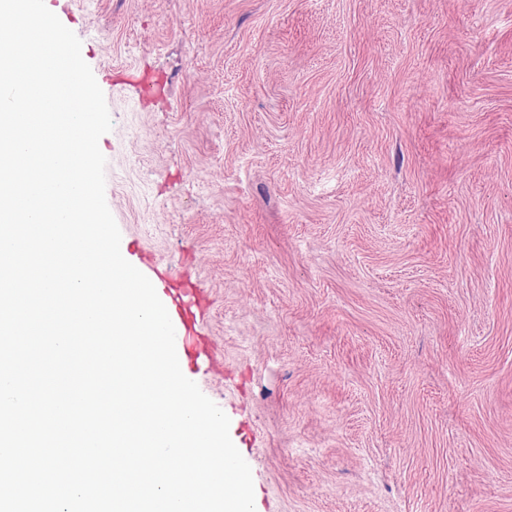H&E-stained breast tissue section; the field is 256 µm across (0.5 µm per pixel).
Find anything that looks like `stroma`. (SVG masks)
I'll return each instance as SVG.
<instances>
[{
	"label": "stroma",
	"mask_w": 512,
	"mask_h": 512,
	"mask_svg": "<svg viewBox=\"0 0 512 512\" xmlns=\"http://www.w3.org/2000/svg\"><path fill=\"white\" fill-rule=\"evenodd\" d=\"M45 4L131 263L207 292L256 512H512V0Z\"/></svg>",
	"instance_id": "stroma-1"
}]
</instances>
